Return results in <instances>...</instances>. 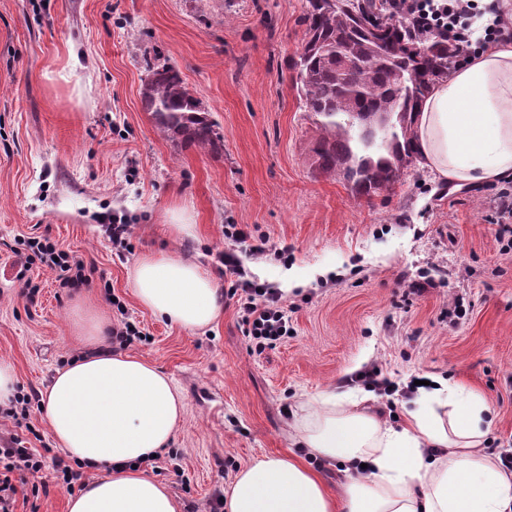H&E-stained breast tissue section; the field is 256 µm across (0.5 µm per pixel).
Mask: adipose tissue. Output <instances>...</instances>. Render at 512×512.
I'll use <instances>...</instances> for the list:
<instances>
[{"mask_svg":"<svg viewBox=\"0 0 512 512\" xmlns=\"http://www.w3.org/2000/svg\"><path fill=\"white\" fill-rule=\"evenodd\" d=\"M419 152L442 180L480 187L512 180V43L471 55L424 99ZM138 302L185 330L222 311L216 281L193 261L149 252L135 264ZM406 403L405 425L372 411L370 391L344 388L297 401L288 435L338 466L332 493L300 457L267 456L242 468L224 512H512V471L483 451L489 407L437 376ZM42 411L56 447L101 470L69 495L67 512H179L166 485L143 473L171 441L183 396L171 377L135 354L91 349L57 369Z\"/></svg>","mask_w":512,"mask_h":512,"instance_id":"obj_1","label":"adipose tissue"}]
</instances>
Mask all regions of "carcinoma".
<instances>
[{
    "mask_svg": "<svg viewBox=\"0 0 512 512\" xmlns=\"http://www.w3.org/2000/svg\"><path fill=\"white\" fill-rule=\"evenodd\" d=\"M306 41L291 60L293 82L318 117V167L339 171L360 195L388 191L420 157L416 115L448 78L454 50L435 33L394 15L388 0H307ZM142 102L164 137L214 148L221 141L205 109L168 64H146ZM391 115L369 140L361 127Z\"/></svg>",
    "mask_w": 512,
    "mask_h": 512,
    "instance_id": "1",
    "label": "carcinoma"
}]
</instances>
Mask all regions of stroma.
<instances>
[{
  "instance_id": "stroma-1",
  "label": "stroma",
  "mask_w": 512,
  "mask_h": 512,
  "mask_svg": "<svg viewBox=\"0 0 512 512\" xmlns=\"http://www.w3.org/2000/svg\"><path fill=\"white\" fill-rule=\"evenodd\" d=\"M305 10L306 0H0V359L37 395L27 439L53 445L38 395L87 349L77 299L109 318L118 297L146 335L132 353L184 397L171 443L142 467L180 512H211L239 468L287 452L297 397L374 369L390 386L374 404L386 419L403 415L405 382L439 375L493 409L487 452L512 450V250L491 219L498 188L454 187L418 160L368 197L318 169L315 117L286 67ZM149 61L181 72L223 138L218 152L157 133L141 100ZM173 209L192 216L196 237L168 236ZM112 224L127 225L126 247L113 245ZM228 224L248 240L226 238ZM41 235L96 266L92 287H60L37 263L20 272L19 252ZM150 250L220 284L226 253L273 288L291 267L314 278L282 294L290 331L257 352L236 301L202 331L140 305L130 273Z\"/></svg>"
}]
</instances>
